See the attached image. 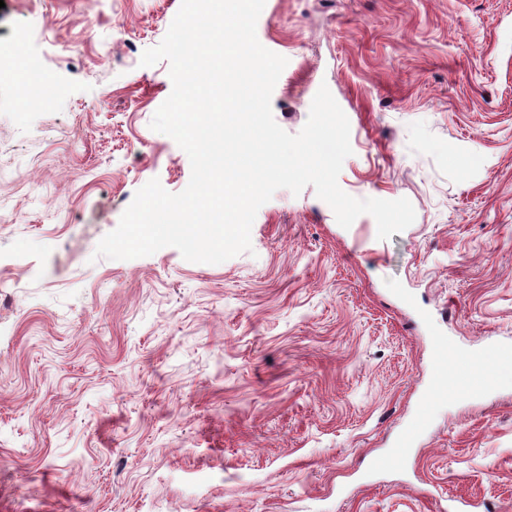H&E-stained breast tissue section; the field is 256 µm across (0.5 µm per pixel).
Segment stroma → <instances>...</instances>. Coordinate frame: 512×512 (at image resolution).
Returning <instances> with one entry per match:
<instances>
[{
	"label": "stroma",
	"instance_id": "obj_1",
	"mask_svg": "<svg viewBox=\"0 0 512 512\" xmlns=\"http://www.w3.org/2000/svg\"><path fill=\"white\" fill-rule=\"evenodd\" d=\"M180 6L0 0V512H512V384L429 395L434 337L512 343V0H266L276 123L327 86L340 187L408 199L402 232L356 241L309 185L225 262L98 259L138 189L190 180L150 127L169 63L139 64ZM426 425L427 414L426 404H424L416 413V416L413 420L411 427L401 436V438L396 443V448H392V456L397 459L405 456L409 448L413 444L415 436L419 433L421 429L426 427Z\"/></svg>",
	"mask_w": 512,
	"mask_h": 512
}]
</instances>
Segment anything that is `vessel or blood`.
I'll use <instances>...</instances> for the list:
<instances>
[{"label":"vessel or blood","mask_w":512,"mask_h":512,"mask_svg":"<svg viewBox=\"0 0 512 512\" xmlns=\"http://www.w3.org/2000/svg\"><path fill=\"white\" fill-rule=\"evenodd\" d=\"M433 367L430 394L439 398L448 388L469 385L483 390L512 379V357L498 349L461 353L453 340L436 338L433 344ZM427 425L425 410H418L411 427L401 436L392 450L394 458L406 455L415 436Z\"/></svg>","instance_id":"vessel-or-blood-1"}]
</instances>
